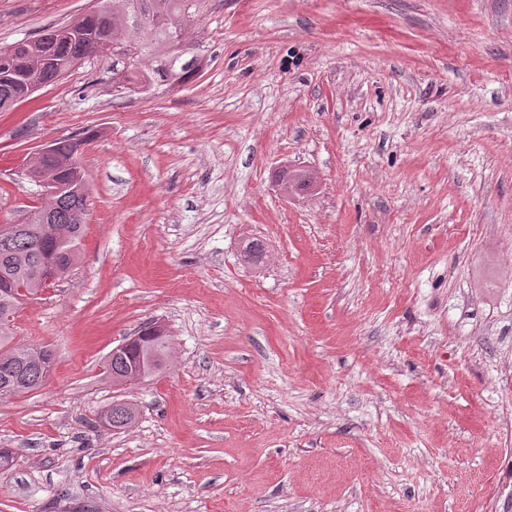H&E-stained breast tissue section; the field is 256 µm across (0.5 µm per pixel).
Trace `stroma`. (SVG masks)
<instances>
[{"instance_id": "1", "label": "stroma", "mask_w": 512, "mask_h": 512, "mask_svg": "<svg viewBox=\"0 0 512 512\" xmlns=\"http://www.w3.org/2000/svg\"><path fill=\"white\" fill-rule=\"evenodd\" d=\"M91 5L0 0V46ZM199 39L188 85L88 58L0 112V224L57 138L90 187L16 320L57 362L0 401V512H512V0H204ZM156 320L168 366L113 386ZM101 417H107L110 425L116 430L132 427L139 417L138 406L133 402H117L104 409Z\"/></svg>"}]
</instances>
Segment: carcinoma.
<instances>
[{
	"label": "carcinoma",
	"instance_id": "cac0c4a2",
	"mask_svg": "<svg viewBox=\"0 0 512 512\" xmlns=\"http://www.w3.org/2000/svg\"><path fill=\"white\" fill-rule=\"evenodd\" d=\"M202 0H95L87 12L58 28L45 30L43 38L51 45L47 61L36 68L38 87L57 82L71 61L87 58V50L96 44L112 49V80L116 87L132 90L143 83L149 87L183 86L192 82L202 67L196 54L184 59L182 46L196 26ZM30 76L28 53L14 43L0 48V112L13 107L12 100L27 91ZM84 140L73 137L52 142V168L59 188L33 207L34 223L21 228L0 229V272L14 283L24 285L27 299H39L40 272L47 254L60 260L59 274L64 278L80 259L79 245L84 237L90 188L84 178L79 151ZM53 214L51 224H41V213ZM24 302L0 296V400L22 396L41 388L47 370L48 346L17 339L15 317ZM170 356L169 340L152 341L130 356L111 359L107 376L114 383L145 380L159 371ZM110 425L122 430L139 417L133 402H117L101 412Z\"/></svg>",
	"mask_w": 512,
	"mask_h": 512
}]
</instances>
